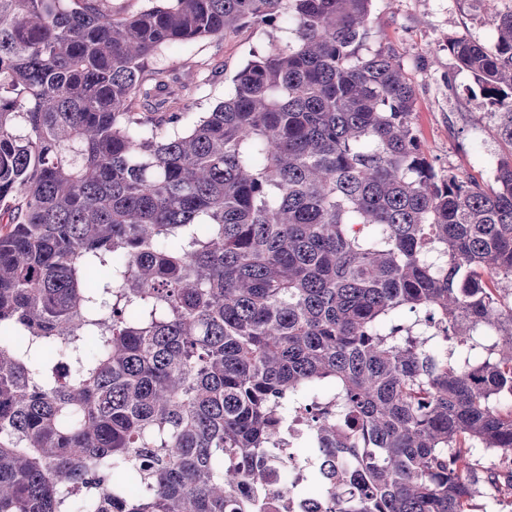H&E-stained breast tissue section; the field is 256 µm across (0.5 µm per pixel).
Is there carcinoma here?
Here are the masks:
<instances>
[{
  "label": "carcinoma",
  "mask_w": 512,
  "mask_h": 512,
  "mask_svg": "<svg viewBox=\"0 0 512 512\" xmlns=\"http://www.w3.org/2000/svg\"><path fill=\"white\" fill-rule=\"evenodd\" d=\"M372 8L0 0V512H281L301 413L326 512L512 495V11L448 42L486 190L423 152ZM281 20L198 118L146 69Z\"/></svg>",
  "instance_id": "obj_1"
}]
</instances>
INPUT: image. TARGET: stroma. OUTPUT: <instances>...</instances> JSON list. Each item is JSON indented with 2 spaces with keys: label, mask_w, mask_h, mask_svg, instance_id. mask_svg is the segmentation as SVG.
<instances>
[{
  "label": "stroma",
  "mask_w": 512,
  "mask_h": 512,
  "mask_svg": "<svg viewBox=\"0 0 512 512\" xmlns=\"http://www.w3.org/2000/svg\"><path fill=\"white\" fill-rule=\"evenodd\" d=\"M512 0H374L370 48L397 49L417 95L423 149L436 168L494 185L503 152L490 107L471 74L458 70L450 40L470 37L492 42L494 13ZM284 31L244 27L188 48L166 50L149 61L177 78L173 89L185 111L202 115L223 102L232 78L254 53L283 39Z\"/></svg>",
  "instance_id": "35a3bbf8"
}]
</instances>
